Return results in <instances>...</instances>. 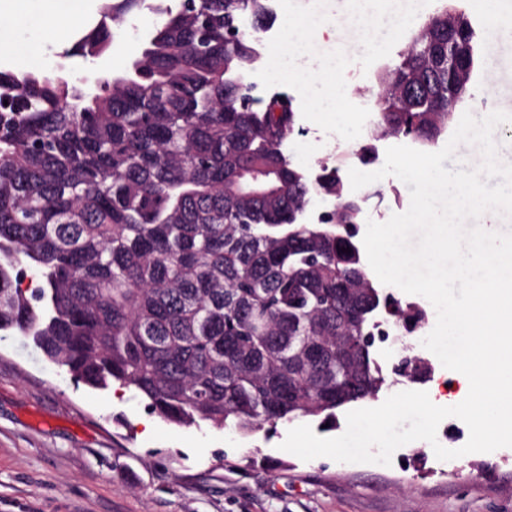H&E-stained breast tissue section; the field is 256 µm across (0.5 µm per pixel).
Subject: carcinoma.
Segmentation results:
<instances>
[{
  "label": "carcinoma",
  "mask_w": 512,
  "mask_h": 512,
  "mask_svg": "<svg viewBox=\"0 0 512 512\" xmlns=\"http://www.w3.org/2000/svg\"><path fill=\"white\" fill-rule=\"evenodd\" d=\"M270 2L103 0L70 55L112 52L134 12L156 22L93 93L62 65L0 70V333L32 337L77 383L133 389L167 423L244 435L376 398L377 311L411 331L424 320L370 279L358 201L305 220L342 183L337 167L312 183L291 164L293 99L250 80ZM450 12L383 77L382 133L448 132ZM457 19L472 66L476 33Z\"/></svg>",
  "instance_id": "obj_1"
}]
</instances>
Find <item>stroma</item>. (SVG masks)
Instances as JSON below:
<instances>
[{"label":"stroma","mask_w":512,"mask_h":512,"mask_svg":"<svg viewBox=\"0 0 512 512\" xmlns=\"http://www.w3.org/2000/svg\"><path fill=\"white\" fill-rule=\"evenodd\" d=\"M399 0H376L366 26L383 53L341 45L347 5L322 17L321 37L347 89L338 109L347 129L314 110L300 86L278 89L293 98L297 131L288 154L309 178L323 166L373 172L399 140L375 129L379 77L399 61L413 33L399 24ZM512 16L497 20L499 36L481 40L479 65L464 107L481 118L498 109L512 113V39L502 31ZM496 82L497 100L479 91ZM372 160L361 163L359 152ZM359 202L360 223L386 222L405 212L410 191L389 176L372 190L344 187ZM419 305L425 320L408 336L412 355L435 375H450L421 344L436 324V311L423 296L401 294ZM403 344V345H406ZM402 344L388 340L377 359L392 368ZM142 398L119 385L95 390L74 385L67 373L45 360L16 332L0 338V512H512V448L470 453L441 461L423 440L398 448L390 465L343 463L327 457L304 461L281 450L290 429L273 435L242 436L207 424L177 426L155 420L144 435Z\"/></svg>","instance_id":"stroma-1"}]
</instances>
